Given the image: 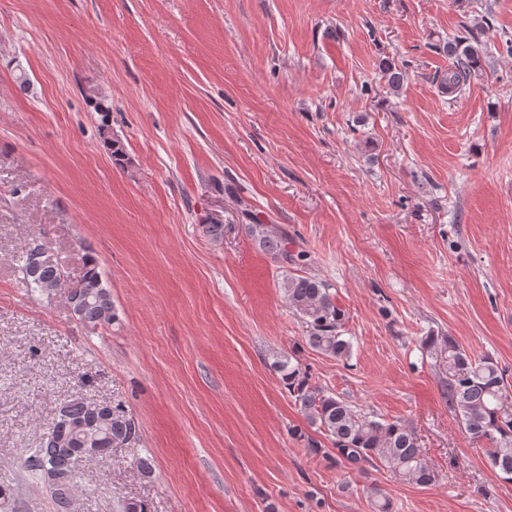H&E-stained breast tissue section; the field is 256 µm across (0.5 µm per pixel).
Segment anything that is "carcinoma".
Segmentation results:
<instances>
[{"instance_id": "1", "label": "carcinoma", "mask_w": 512, "mask_h": 512, "mask_svg": "<svg viewBox=\"0 0 512 512\" xmlns=\"http://www.w3.org/2000/svg\"><path fill=\"white\" fill-rule=\"evenodd\" d=\"M477 41L476 37L448 40V70L433 78L441 94L453 96L461 92L483 70V51ZM103 145L115 165L124 167L130 163L119 141L105 136ZM246 228L273 258L285 263L303 258L288 249V236L269 225L248 224ZM18 262L30 291L50 294L66 289L70 309L81 324L95 328L110 325L116 319L112 295L94 259L87 260L82 278L74 284L63 280V266L43 251L23 249ZM284 289L289 302L309 317L306 341L311 349L336 359L349 357L351 343L344 337L341 310L331 299L328 285L305 276H290ZM453 361L456 371L448 381V404L460 415L472 440L488 443L485 455L490 466L503 480L512 482V407L508 405L512 384L506 378L507 370L488 356L473 359L458 348L454 349ZM278 366L288 390L297 395L308 423L332 438L338 461L361 470L363 464L379 459L404 481L418 486L432 482L420 448L401 420L362 415L345 399L309 386V376L292 365L289 358L279 361ZM64 405L66 427L47 435L41 447L29 448L21 457L23 470L43 481L56 512H69L78 449L94 448L103 457L138 436L135 424L117 406L106 404L96 409L84 398L67 400Z\"/></svg>"}]
</instances>
